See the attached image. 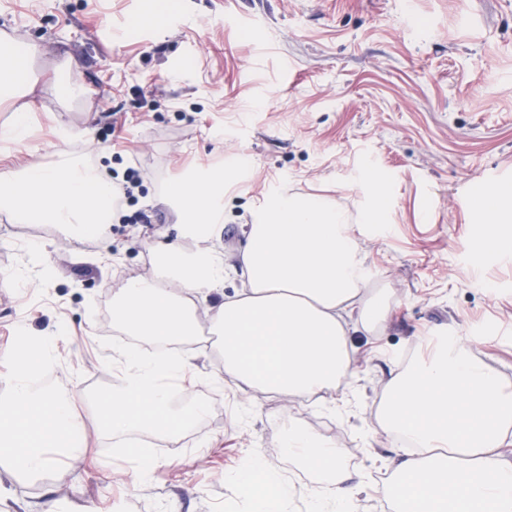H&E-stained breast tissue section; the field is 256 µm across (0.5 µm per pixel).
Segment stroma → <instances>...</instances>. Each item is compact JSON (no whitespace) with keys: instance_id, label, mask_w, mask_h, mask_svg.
<instances>
[{"instance_id":"obj_1","label":"stroma","mask_w":512,"mask_h":512,"mask_svg":"<svg viewBox=\"0 0 512 512\" xmlns=\"http://www.w3.org/2000/svg\"><path fill=\"white\" fill-rule=\"evenodd\" d=\"M38 46L26 67L37 85L30 138L0 153V181L63 152L143 171L135 211L148 223H112L73 242L50 224L0 211V383L19 331L57 337L51 373L77 393L79 420L109 444L86 397L89 375L117 384L101 302L154 271L153 246L179 220L166 196L185 171L245 167L224 199L214 239L236 273L246 224L281 189L346 210L370 291L390 312L351 337L356 372L325 401L200 384L211 413L190 433L154 437L166 464L147 481L112 460H65L39 482H14L0 512H243L229 471L260 453L293 483L298 512L317 477L284 457V424L335 443L351 481H375L402 457L379 420L387 384L426 341L467 336L512 387V260L478 244L467 207L475 187L512 189V0H0V43ZM64 74L82 88L61 99ZM88 131L63 144L55 129ZM386 196L382 221L364 224L370 178ZM44 248L41 258L30 249ZM52 496H45V487Z\"/></svg>"}]
</instances>
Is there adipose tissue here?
Here are the masks:
<instances>
[{"label":"adipose tissue","instance_id":"obj_1","mask_svg":"<svg viewBox=\"0 0 512 512\" xmlns=\"http://www.w3.org/2000/svg\"><path fill=\"white\" fill-rule=\"evenodd\" d=\"M33 46L0 54V104L13 118L0 126V144L29 137L32 78L23 68ZM224 173L198 172L170 194L180 211L177 237L156 246L152 276L128 280L112 303L118 334L175 343L189 338L195 295L221 294L212 322L219 331L224 372L242 393L261 391L309 401L321 399L351 374L349 328L372 329L389 303L365 286V258L351 234L348 213L325 199L280 191L266 198L247 230L242 251L248 292L224 293L225 259L211 244L224 222ZM110 179L100 168L67 155L58 166L22 170L0 182V209L25 224H54L81 239L88 228L112 221ZM468 207L484 225L482 247L512 257V192L473 196ZM51 336H24L0 394V472L38 482L56 460L75 454L102 466L78 425L75 397L32 389L33 375L52 362ZM383 425L412 437L416 451L382 488L395 512H512V389L502 385L462 337L440 343L394 377L380 405ZM282 451L318 484L307 512H354L359 490L345 485L334 444L284 426ZM248 512H292L296 492L262 458L231 473Z\"/></svg>","mask_w":512,"mask_h":512}]
</instances>
